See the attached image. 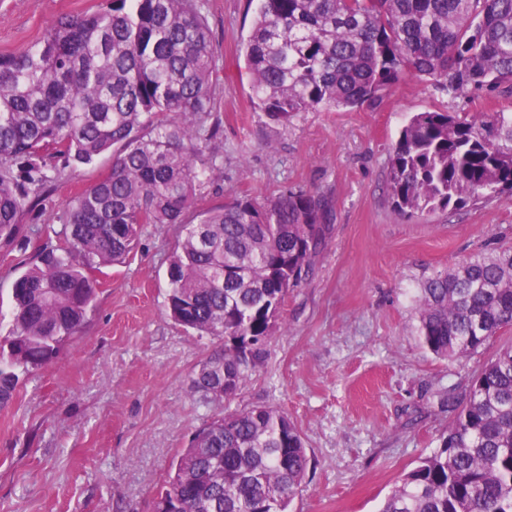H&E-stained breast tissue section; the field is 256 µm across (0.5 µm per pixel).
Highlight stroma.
Returning <instances> with one entry per match:
<instances>
[{"instance_id": "obj_1", "label": "stroma", "mask_w": 512, "mask_h": 512, "mask_svg": "<svg viewBox=\"0 0 512 512\" xmlns=\"http://www.w3.org/2000/svg\"><path fill=\"white\" fill-rule=\"evenodd\" d=\"M94 2L0 0V54L36 43L57 15ZM203 4L216 70L210 112L189 120L220 132L203 143L202 205L307 190L327 194L335 212L313 276L288 293L287 331L269 340L231 406L282 409L300 431L311 467L289 512H378L447 430L440 392L512 345L507 327L463 362L438 358L418 336L413 302L432 271L512 247V198L398 214L386 188L389 153L414 113L512 112V97L454 98L435 82L405 80L380 108L302 112L277 124L254 107L245 70L254 0ZM108 166L104 157L62 169L25 227H60L67 199ZM176 236L173 226L144 225L126 263L100 266L95 310L0 409V512H153L172 461L217 412L190 379L219 340L165 313Z\"/></svg>"}]
</instances>
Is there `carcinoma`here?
<instances>
[{
	"label": "carcinoma",
	"instance_id": "carcinoma-1",
	"mask_svg": "<svg viewBox=\"0 0 512 512\" xmlns=\"http://www.w3.org/2000/svg\"><path fill=\"white\" fill-rule=\"evenodd\" d=\"M245 53L253 95L273 122L300 112L380 107L405 79L452 97L512 95V0H258ZM215 60L198 0H99L58 17L42 38L0 55V239L29 252L12 285L11 336L0 344V408L57 355L97 304L92 269L133 251L146 224H171L167 311L224 345L191 387L234 400L263 364L288 291L308 280L333 234L330 199L287 190L201 206L200 125ZM112 154L70 198L62 243L22 234L50 193L55 162L76 169ZM402 214L512 198V113L419 112L387 162ZM417 332L461 363L512 326V248L432 272L414 298ZM441 394L455 413L439 447L403 474L379 512H512V347ZM153 512H288L305 481L303 438L284 412L252 406L204 421L172 463Z\"/></svg>",
	"mask_w": 512,
	"mask_h": 512
}]
</instances>
